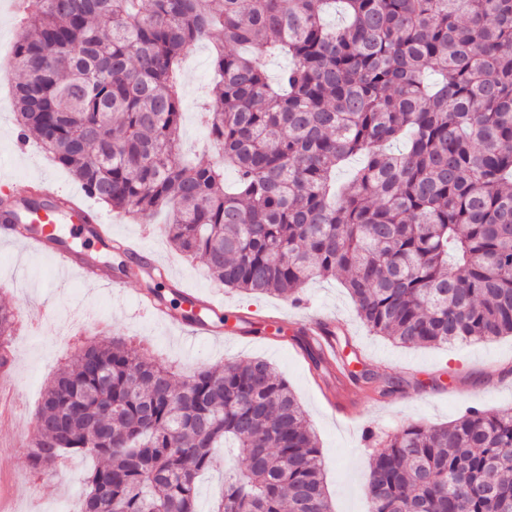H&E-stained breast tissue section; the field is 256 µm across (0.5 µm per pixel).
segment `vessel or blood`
<instances>
[{"mask_svg":"<svg viewBox=\"0 0 512 512\" xmlns=\"http://www.w3.org/2000/svg\"><path fill=\"white\" fill-rule=\"evenodd\" d=\"M0 195L14 201L13 215L0 213V239L21 242L37 251L51 250L55 263L61 268L76 266L68 242L61 240L65 234L70 239L89 240L107 248L118 247L122 256L134 266L155 263L152 254L138 242L120 241L113 237L111 224L85 198L53 187L48 178L2 186ZM34 195L44 199V206L36 210L24 209V202ZM79 269L84 279H96L97 274L91 267L84 265ZM139 306L150 315L193 336H219L223 333L222 327L213 321L186 318L181 311L172 309L155 297L141 298ZM337 326L334 317L319 316L302 324L301 329L319 344L337 381L342 382L349 377L348 360L336 339Z\"/></svg>","mask_w":512,"mask_h":512,"instance_id":"obj_1","label":"vessel or blood"}]
</instances>
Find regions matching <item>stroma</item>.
Masks as SVG:
<instances>
[{
    "label": "stroma",
    "mask_w": 512,
    "mask_h": 512,
    "mask_svg": "<svg viewBox=\"0 0 512 512\" xmlns=\"http://www.w3.org/2000/svg\"><path fill=\"white\" fill-rule=\"evenodd\" d=\"M197 53L183 59L181 79L185 109L195 108L213 83V44L203 41ZM12 69L0 68V185L20 183L39 174L51 175L65 188L80 190V183L55 165L35 142L25 149L16 145ZM164 214L152 220L153 235H146L139 218L113 213L112 233L117 237L145 238L159 262L171 270L185 288L215 290L201 259L186 260L162 231ZM145 285L130 279L125 290L110 291L97 283L58 271L49 256L24 250L15 243H0V302L29 305L30 315L42 324L40 338L17 332L11 338L13 383L22 391L26 408L19 420L0 423V482H14V512H45L52 503L76 512L83 491L82 479L91 460L74 456L51 478H38L28 465V441L36 426L42 394L58 368L74 355L81 342L98 339L101 330L133 339L155 360L174 366L178 375L230 360L263 358L273 364L303 406L322 450L327 490L333 512H367L365 481L375 448L367 431L386 438L414 423L446 424L468 407L498 410L512 407V376L500 368L512 366V336L489 342L405 348L372 335L357 317L355 306L340 279H317L299 291L298 298L223 291L228 312L265 324L270 311L280 307L303 316L327 312L348 324V342L372 378L352 383L343 391L334 374L315 370L294 337L280 340L246 334L232 339L201 336L189 339L179 329L144 317L137 298ZM394 391H387L388 381ZM349 396L361 413L348 427L330 413V400ZM243 467L236 449L217 453L214 466L198 486L197 506L208 512L226 472Z\"/></svg>",
    "instance_id": "stroma-1"
}]
</instances>
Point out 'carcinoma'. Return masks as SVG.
<instances>
[{
	"label": "carcinoma",
	"mask_w": 512,
	"mask_h": 512,
	"mask_svg": "<svg viewBox=\"0 0 512 512\" xmlns=\"http://www.w3.org/2000/svg\"><path fill=\"white\" fill-rule=\"evenodd\" d=\"M216 35L198 112L221 160L203 166L181 158L176 71ZM14 54L20 135L113 210L168 211L167 238L216 283L283 296L342 274L361 323L395 343L512 335V0H30ZM271 54L288 58L274 79ZM16 330L0 304V342ZM37 420L34 472L96 459L82 512H199L227 445L246 468L210 512H333L317 437L265 360L177 385L124 339L90 341ZM366 495L369 512H512V408L388 436Z\"/></svg>",
	"instance_id": "cac0c4a2"
}]
</instances>
